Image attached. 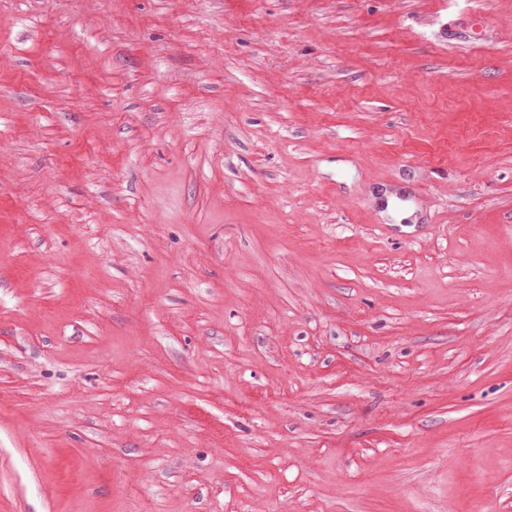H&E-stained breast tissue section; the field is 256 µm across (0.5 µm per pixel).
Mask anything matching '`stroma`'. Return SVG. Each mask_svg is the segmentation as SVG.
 <instances>
[{"mask_svg":"<svg viewBox=\"0 0 512 512\" xmlns=\"http://www.w3.org/2000/svg\"><path fill=\"white\" fill-rule=\"evenodd\" d=\"M0 512H512V0H0Z\"/></svg>","mask_w":512,"mask_h":512,"instance_id":"obj_1","label":"stroma"}]
</instances>
